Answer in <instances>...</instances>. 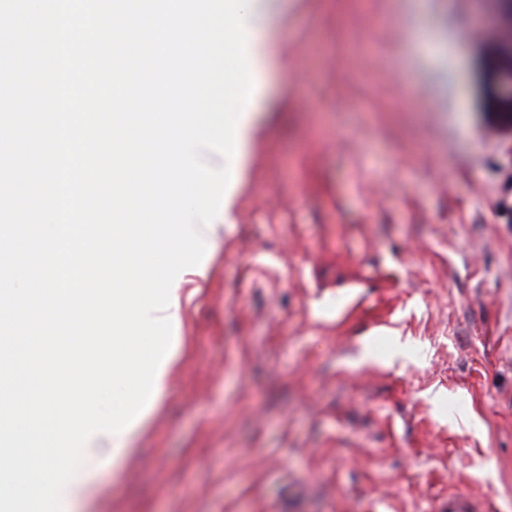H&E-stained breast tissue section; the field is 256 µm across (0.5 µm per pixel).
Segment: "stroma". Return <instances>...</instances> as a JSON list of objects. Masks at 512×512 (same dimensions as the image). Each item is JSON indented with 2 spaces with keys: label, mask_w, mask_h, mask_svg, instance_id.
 <instances>
[{
  "label": "stroma",
  "mask_w": 512,
  "mask_h": 512,
  "mask_svg": "<svg viewBox=\"0 0 512 512\" xmlns=\"http://www.w3.org/2000/svg\"><path fill=\"white\" fill-rule=\"evenodd\" d=\"M264 86L181 353L71 512H512L498 0H264Z\"/></svg>",
  "instance_id": "1"
}]
</instances>
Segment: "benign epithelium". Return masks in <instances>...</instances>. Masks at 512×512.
I'll list each match as a JSON object with an SVG mask.
<instances>
[{
    "label": "benign epithelium",
    "instance_id": "obj_1",
    "mask_svg": "<svg viewBox=\"0 0 512 512\" xmlns=\"http://www.w3.org/2000/svg\"><path fill=\"white\" fill-rule=\"evenodd\" d=\"M499 2L501 14L493 21L496 35L487 49L489 130L512 137V0Z\"/></svg>",
    "mask_w": 512,
    "mask_h": 512
}]
</instances>
